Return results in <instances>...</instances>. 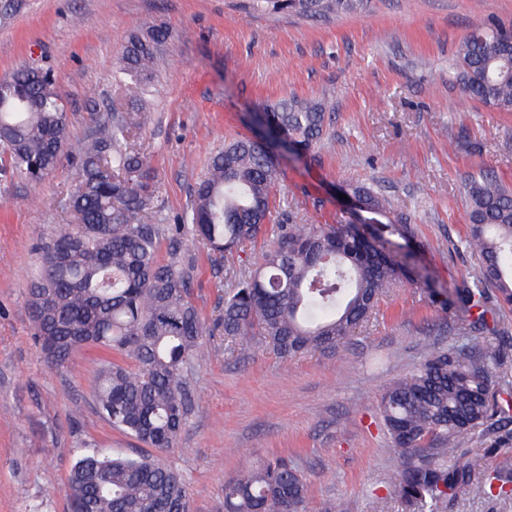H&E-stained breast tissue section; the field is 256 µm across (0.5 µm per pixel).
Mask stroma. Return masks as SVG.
<instances>
[{
  "instance_id": "35a3bbf8",
  "label": "stroma",
  "mask_w": 512,
  "mask_h": 512,
  "mask_svg": "<svg viewBox=\"0 0 512 512\" xmlns=\"http://www.w3.org/2000/svg\"><path fill=\"white\" fill-rule=\"evenodd\" d=\"M237 3L0 0V77L51 67L74 151L112 99L128 39L168 28L141 139L158 175V224L186 223L211 157L255 135L263 104L333 102L314 152L281 154L270 222H347L344 189L366 184L411 217L412 239L390 248L411 277L333 353L283 359L258 336L242 351L221 332L205 337L188 373L194 410L167 460L185 476L193 512H224L225 480L274 457L307 478L309 512L338 499L347 512H402V461L388 451L377 398L432 353L488 340L458 336L457 318L426 289L454 288L477 261L464 244L465 181L486 169L512 187V112L461 102L453 63L473 0H374L368 13L318 22L248 14ZM72 170L67 160L41 184L0 188V512H67L64 487L82 449L146 450L96 412L100 350L79 348L55 369L34 339L27 292L38 246L72 221L63 207ZM195 253L193 300L210 322L231 284L222 258Z\"/></svg>"
}]
</instances>
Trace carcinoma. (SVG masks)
<instances>
[{"mask_svg":"<svg viewBox=\"0 0 512 512\" xmlns=\"http://www.w3.org/2000/svg\"><path fill=\"white\" fill-rule=\"evenodd\" d=\"M370 0H244L249 13L330 20L361 14ZM169 33L133 36L119 59L111 111L79 147L65 207L77 219L41 247V270L27 304L47 361L62 367L71 353L102 350L95 389L101 417L115 430L155 449L152 455L83 451L65 485L69 512H191L188 484L166 455L193 411L188 368L208 334L191 299L197 257L189 236L215 254L232 253L266 231L279 176L276 158L254 138H238L216 154L191 203L190 224L148 218L157 175L141 152L144 106L154 60ZM455 80L468 99L512 112V31L480 19L458 48ZM0 183H39L61 165L69 117L48 69L25 67L0 78ZM333 113L322 100L291 97L267 105L264 123L296 156L324 138ZM364 222L278 224L258 269L233 282L213 326L239 345L259 334L282 358L331 352L377 312L385 290L408 267L385 251V236L411 234L392 219L390 203L364 184L347 190ZM466 248L478 256L469 280L454 291L429 289L431 302L459 317L465 334L495 330L498 304L512 305V189L482 171L465 187ZM168 242L160 255L162 242ZM504 357L493 343L441 351L411 378L391 383L379 409L392 444L406 456L398 495L405 512H446L460 493L512 495V458L490 465L460 453V434L479 430L495 446L512 443V399L499 384ZM310 489L277 458L224 481V512H307Z\"/></svg>","mask_w":512,"mask_h":512,"instance_id":"carcinoma-1","label":"carcinoma"}]
</instances>
